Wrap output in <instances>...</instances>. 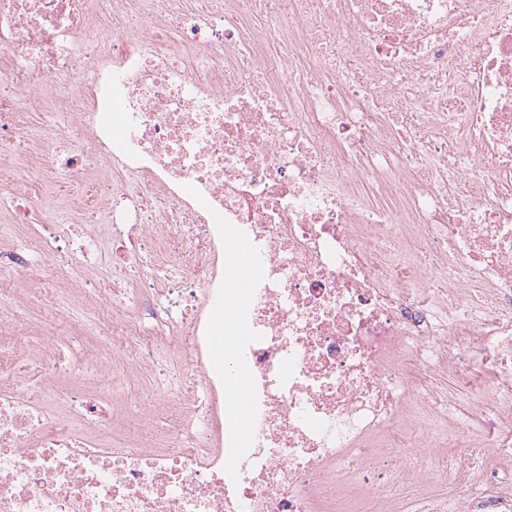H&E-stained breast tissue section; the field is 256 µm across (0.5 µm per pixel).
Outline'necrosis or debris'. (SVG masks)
Returning a JSON list of instances; mask_svg holds the SVG:
<instances>
[{
  "label": "necrosis or debris",
  "instance_id": "obj_1",
  "mask_svg": "<svg viewBox=\"0 0 512 512\" xmlns=\"http://www.w3.org/2000/svg\"><path fill=\"white\" fill-rule=\"evenodd\" d=\"M42 86L79 152L31 135ZM0 156L13 225L58 182L102 218L0 276L65 306L63 262L129 243L88 361L167 424L57 391L61 329L0 302V512H403L439 478L423 512H512V0H0ZM441 363L490 379L463 417L409 375Z\"/></svg>",
  "mask_w": 512,
  "mask_h": 512
}]
</instances>
